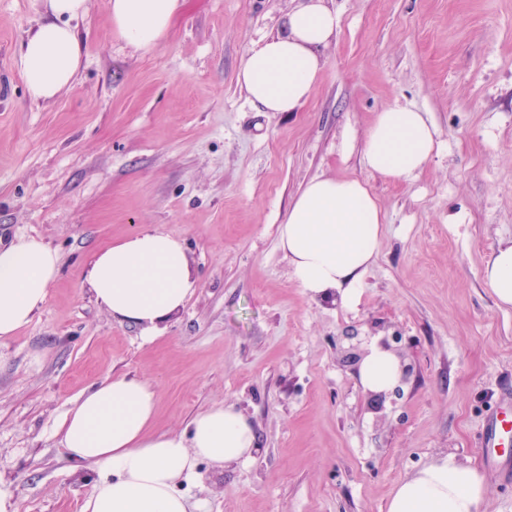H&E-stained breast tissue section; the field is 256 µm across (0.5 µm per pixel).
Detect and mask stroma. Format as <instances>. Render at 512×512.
<instances>
[{
	"label": "stroma",
	"instance_id": "stroma-1",
	"mask_svg": "<svg viewBox=\"0 0 512 512\" xmlns=\"http://www.w3.org/2000/svg\"><path fill=\"white\" fill-rule=\"evenodd\" d=\"M298 2L186 0L143 53L111 35L106 0H88L72 87L34 102L17 52L43 0H0V237L61 257L44 308L0 344L9 512H80L96 474L55 430L117 375L154 385L160 434L225 404L251 419L253 462H203L181 484L204 512H387L437 455L484 466L482 429L512 390V308L483 280L512 241V0H327L339 28L308 101L258 111L237 70ZM396 104L426 112L439 143L408 181L362 157L376 112ZM325 176L365 180L385 214L351 309L299 288L279 247L290 203ZM145 227L180 238L196 278L149 341L84 280L95 252ZM350 325L408 340L417 373L383 417L336 361Z\"/></svg>",
	"mask_w": 512,
	"mask_h": 512
}]
</instances>
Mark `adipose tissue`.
<instances>
[{"instance_id":"obj_1","label":"adipose tissue","mask_w":512,"mask_h":512,"mask_svg":"<svg viewBox=\"0 0 512 512\" xmlns=\"http://www.w3.org/2000/svg\"><path fill=\"white\" fill-rule=\"evenodd\" d=\"M87 2L45 0L43 21L21 43L18 64L32 101L51 100L73 85L83 57L73 23ZM183 3L107 0L106 6L113 34L147 52L168 36ZM337 26L338 16L325 0H301L275 34L252 44L240 64L237 83L248 100L263 112L297 111L319 79L321 51ZM436 136L426 113L406 105L384 108L366 133L365 166L390 180L413 179L437 152ZM384 219L366 182L311 179L279 230L294 282L313 297L346 309L357 306ZM60 269L59 253L36 238L0 241V341L13 338L45 306ZM484 278L498 305L512 307V243L493 252ZM86 280L98 305L140 326L146 337L183 308L195 287L183 242L153 228L99 250ZM397 377V359L372 348L360 369L362 388L382 391ZM156 401L147 381L116 376L86 390L66 412L59 429L62 448L99 473L82 512H197L178 486L195 476L200 461L222 467L253 459L254 426L235 405L200 412L189 435H156ZM488 498L482 471L447 453L402 481L388 512H487Z\"/></svg>"}]
</instances>
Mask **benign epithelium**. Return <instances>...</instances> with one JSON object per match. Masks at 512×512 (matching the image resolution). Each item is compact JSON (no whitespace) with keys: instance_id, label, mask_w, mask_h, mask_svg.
<instances>
[{"instance_id":"7a95c632","label":"benign epithelium","mask_w":512,"mask_h":512,"mask_svg":"<svg viewBox=\"0 0 512 512\" xmlns=\"http://www.w3.org/2000/svg\"><path fill=\"white\" fill-rule=\"evenodd\" d=\"M342 346L339 347V365L353 376H359L360 366L370 353V347L377 345L381 350L389 352L396 357L399 364V377L395 385L380 392H366L367 409L375 414H380L385 409L386 401L396 402L404 398V387L407 386L415 373V366L406 362L403 344V336L397 329L377 340L370 334H361L352 327L346 330L340 337Z\"/></svg>"}]
</instances>
